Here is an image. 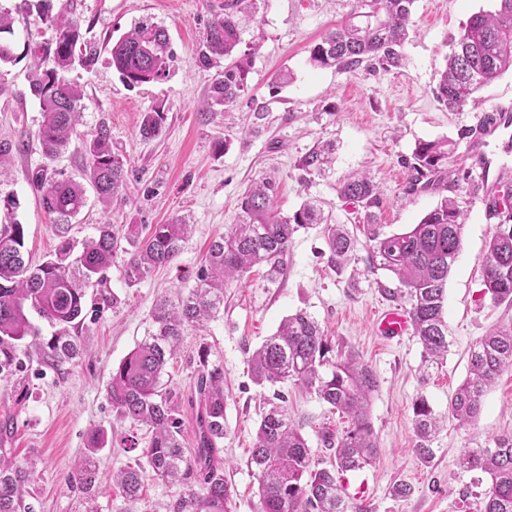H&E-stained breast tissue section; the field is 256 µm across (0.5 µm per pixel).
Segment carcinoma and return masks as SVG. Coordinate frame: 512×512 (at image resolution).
Listing matches in <instances>:
<instances>
[{"instance_id":"obj_1","label":"carcinoma","mask_w":512,"mask_h":512,"mask_svg":"<svg viewBox=\"0 0 512 512\" xmlns=\"http://www.w3.org/2000/svg\"><path fill=\"white\" fill-rule=\"evenodd\" d=\"M416 0H355L352 17L327 32L309 51L311 65L354 72L360 67L399 68L404 65L402 46L413 23ZM494 11L474 14L446 59L435 89L439 102L450 111L463 109L473 95L503 73L512 71V0H496ZM251 0H226L224 17L211 22L198 50L199 63L211 68L224 62V72L210 87L207 107H228L248 89V75L259 50L250 33ZM40 20L55 30V38L27 45L16 53L8 39L13 34L9 13L0 11V65L25 58L33 62L30 86L39 100L43 121L37 132L42 155L53 160L70 144L79 125L81 88L68 74L76 66L88 68L97 55L95 46L83 41L80 27L65 7L53 11V0H39ZM112 65L129 87L160 81L167 75L168 35L165 29L141 23L120 37L111 48ZM166 121L165 108L156 104L142 117L140 136L158 137ZM86 179L104 206L122 188L124 162L112 152L106 127L85 142ZM448 142H420L413 152L411 188L427 189L440 182L459 186V175L448 164ZM335 162V145L319 142L295 162L300 179L308 183ZM33 187L43 207L56 215L58 245L49 259L33 265L25 258L24 226L14 222L0 227V366L11 364L19 347L33 349L58 371L80 357L84 347L68 328L82 321L85 289L112 265L118 251L127 258L123 277L127 285L144 282L153 272L172 263L182 252L191 225L183 221L153 224L148 233L136 224L119 233L107 223L98 233L78 243L69 236L71 219L85 204L83 186L72 180H49L46 169L32 173ZM276 186L269 178L257 180L241 197V222L215 238L195 275V286L177 300H161L152 316L153 328L135 349L112 370L107 397L120 417L131 419L149 432L141 449L152 472L164 481L179 482L188 490L168 505L166 512H226L230 496L224 472L214 465V454L224 439V368L209 360L206 347L198 350L200 373L196 382L200 429L198 448L186 455L179 439L180 397L163 381L168 361L177 352L182 332L189 324L201 325L224 310V290L256 265L267 267L266 279L286 275L284 256L301 229L323 225L330 265L351 258L356 241L343 225L324 215L314 199L304 201L288 216L276 206ZM338 197L374 216L380 206L379 183L363 173H352L339 184ZM497 213L499 222L482 264L483 295L495 303H512V187L503 191ZM465 211L457 198L445 197L418 223L400 234L386 236L377 224L367 225L368 264L393 274L400 287L384 289L392 301L409 305L413 334L424 350V359L435 363L448 355V323L444 303L448 276L462 248ZM128 247H121V241ZM61 326L46 339L29 321L27 312ZM252 380L259 386L292 382L337 410L349 426L337 441L335 462L320 468L302 434L283 405V395L262 412L251 449L250 466L258 481L263 512H352L340 474L372 465L378 443L369 419L372 394L378 377L358 353L336 354V344L318 322L299 310L284 318L248 359ZM512 369V327L489 332L470 350L468 376L450 402L449 412L460 426H469L481 413L483 399L498 375ZM426 399L413 403L415 451L428 463L432 443L441 429ZM107 443L101 429L91 431L81 463L72 476L90 491L97 480L96 454ZM460 467L479 471L490 479L483 493L481 512H512V435L496 439L493 448H467ZM33 469L17 464L0 448V512H30L25 492ZM124 497L138 500L143 484L140 465L120 470L113 478Z\"/></svg>"}]
</instances>
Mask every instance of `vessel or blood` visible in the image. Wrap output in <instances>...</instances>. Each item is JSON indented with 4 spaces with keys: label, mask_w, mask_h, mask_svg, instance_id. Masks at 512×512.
Returning a JSON list of instances; mask_svg holds the SVG:
<instances>
[{
    "label": "vessel or blood",
    "mask_w": 512,
    "mask_h": 512,
    "mask_svg": "<svg viewBox=\"0 0 512 512\" xmlns=\"http://www.w3.org/2000/svg\"><path fill=\"white\" fill-rule=\"evenodd\" d=\"M473 138L468 150L477 171L475 191L485 205L486 212H493L498 190L512 175V163L505 154L494 150V143L512 144V108L500 107L487 116L478 117L472 127ZM379 328L390 336L402 335L408 329L406 313L398 310L384 312L379 318Z\"/></svg>",
    "instance_id": "1"
}]
</instances>
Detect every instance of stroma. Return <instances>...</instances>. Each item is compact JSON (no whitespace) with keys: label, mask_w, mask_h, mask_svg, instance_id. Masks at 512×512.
<instances>
[{"label":"stroma","mask_w":512,"mask_h":512,"mask_svg":"<svg viewBox=\"0 0 512 512\" xmlns=\"http://www.w3.org/2000/svg\"><path fill=\"white\" fill-rule=\"evenodd\" d=\"M37 3L0 0V8L15 14L17 44H39L54 36L39 20ZM353 3L255 0L261 49L251 65L248 92L233 106L208 109L204 103L220 70L202 67L196 47L209 23L223 16L224 0H68L70 16L98 53L92 67L71 74L83 89L78 134L49 163L36 139L42 114L29 87L27 61L0 67L8 85L0 95V141L27 143L24 151L12 154L7 173L0 177V224H23L32 262L53 254L58 237L53 215L42 207L30 182L31 172L44 165L53 178L83 181L88 164L83 142L102 126L126 162V183L107 208L94 189H87L86 204L72 221V236H95L105 222L121 229L182 218L192 226L178 259L137 286L125 283V256L117 254L106 281L86 290L83 323L71 333L81 337L87 352L64 371L24 355L0 368V423L11 424L5 446L13 461L35 469L26 497L33 512H85L84 494L71 473L90 431L98 427L106 430L109 443L97 455V512H155L184 493L182 484L164 482L148 471L140 499L133 504L124 499L112 475L135 465L138 454L123 449L122 443L133 438L143 445L149 434L143 425L111 411L106 384L113 368L151 328L156 302L193 287L192 275L211 240L239 223L241 194L265 175L278 183L282 214L317 198L324 212L356 237L357 245L351 260L335 269L327 263L321 227L300 231L285 257L286 276L271 283L264 278L265 267H254L248 279L226 289L222 316L184 328L166 376L181 396L180 441L186 453L197 446V351L205 345L211 361L224 368L226 434L215 462L230 490L228 512H263L248 460L265 391L250 378L248 353L282 319L302 309L337 344L355 348L379 378L369 414L379 458L363 470L344 473L351 503L364 512H480L488 480L462 470L458 459L464 449L490 448L499 436L512 434V369L487 392L470 426L459 427L449 418L448 403L468 375L471 346L493 329L512 326V303L495 304L482 294L481 260L496 223L486 220L478 196L460 193L466 223L462 251L448 276V357L427 365L417 337L388 338L377 331L372 312L391 308L382 291L398 282L387 271L368 270L366 214L341 201L336 187L352 172L374 176L381 187L382 204L375 214L382 232L405 231L441 199L432 190H410L405 158L419 141L446 139L453 144L451 166L469 172L466 132L472 117L512 104V71L478 91L477 106L458 112L448 111L433 94L469 18L494 9V0H416V25L404 44L405 64L400 68L348 73L312 66L310 47L341 25ZM142 22L166 28L173 56L166 78L130 88L113 68L109 50ZM157 103L167 110L163 132L142 139V115ZM331 104L336 107L332 115L324 111ZM258 105L267 108L259 123L253 117ZM326 140L336 143L331 171L302 182L297 157ZM287 391L288 410L302 424L314 459L329 464L334 458L329 443L341 437L346 418L296 385H288ZM420 397L446 419L427 465L414 451L412 404ZM399 484L409 485L411 494L395 496L393 488ZM463 489L468 492L464 498L459 495Z\"/></svg>","instance_id":"stroma-1"}]
</instances>
